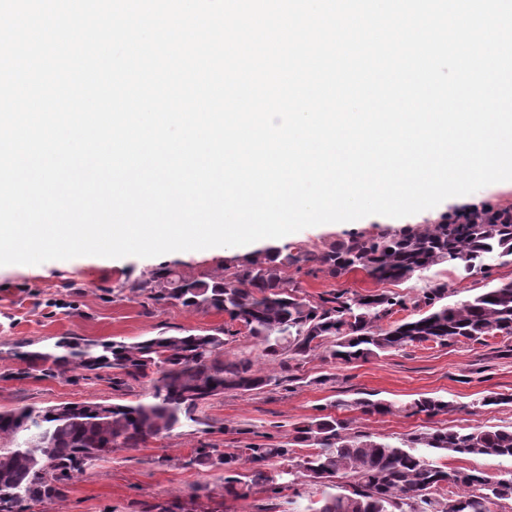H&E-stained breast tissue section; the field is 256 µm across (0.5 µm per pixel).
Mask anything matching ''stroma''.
<instances>
[{
  "label": "stroma",
  "instance_id": "obj_1",
  "mask_svg": "<svg viewBox=\"0 0 512 512\" xmlns=\"http://www.w3.org/2000/svg\"><path fill=\"white\" fill-rule=\"evenodd\" d=\"M512 204V181L494 183L465 196L451 197L437 209L391 218L371 215L353 223H328L286 237L295 248L324 251L349 234H377L408 224H432L453 209L470 204ZM250 246L221 251H178L141 258L82 256L38 265L0 266V410L25 406L46 407L65 402L96 400L129 403L139 400L148 384L115 388L110 380H85L69 372L45 377L26 372L16 356L19 342L42 350L66 337L143 340L158 333L223 327L226 318L216 311L189 310L178 304H158L136 286L152 270L170 266L184 276L219 277L235 257ZM485 272L465 275L461 263L434 266L429 272L400 282L377 283L361 272L333 278L325 273L300 278L301 291L310 298L347 288L365 294L378 289L415 299L425 288L448 284L453 300L467 298L502 281L512 280V262L489 255ZM273 375L291 374L288 388L268 387L259 393L228 392L204 410L205 425H185L170 436L143 448L122 449L98 460L69 485L62 501L37 507L36 512H188L194 506L210 512H288L287 497L268 500L254 494L244 500L224 495V473L208 468H186L181 461L203 443L230 449L241 442L287 441L293 427L339 400L374 396L398 404L422 395L453 401L455 412L425 421L420 416L354 415L357 429L389 441L405 437L425 424L438 428L466 425L512 426V403L482 407L488 392L512 394V337L490 336L482 343L409 346L348 366L315 355L283 369L270 366Z\"/></svg>",
  "mask_w": 512,
  "mask_h": 512
}]
</instances>
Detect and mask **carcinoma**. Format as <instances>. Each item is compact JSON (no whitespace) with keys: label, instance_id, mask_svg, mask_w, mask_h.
Returning a JSON list of instances; mask_svg holds the SVG:
<instances>
[{"label":"carcinoma","instance_id":"obj_1","mask_svg":"<svg viewBox=\"0 0 512 512\" xmlns=\"http://www.w3.org/2000/svg\"><path fill=\"white\" fill-rule=\"evenodd\" d=\"M492 253L512 257V222L482 218L407 225L374 236L353 233L321 252L273 246L235 260L224 276L209 280L157 269L139 286L154 302L222 312L240 328L161 332L136 342L64 338L51 351L19 352L29 372L54 377L79 371L87 379L110 374L115 387L147 379L150 389L145 400L128 404L89 400L1 410L0 512H13L19 500L32 507L59 500L76 476L112 451L141 448L184 424H203V408L217 396L289 381L264 371L262 360L286 357L299 365L323 352L350 365L428 342L448 346L512 336V280L454 304L441 303L448 284L438 283L418 300V317L393 321L407 307L402 296L337 289L312 301L284 268L304 265L336 278L361 270L377 282L400 281L450 261L462 262L471 275ZM242 332L261 346V359H224L225 347ZM336 408L430 421L455 405L442 397L402 405L357 398ZM298 446L309 452L297 454ZM450 452L512 459V427H426L390 442L353 428L349 418L321 412L294 427L284 443L249 442L230 451L202 444L183 465L224 470V494L235 499L254 492L276 496L300 483L315 487L307 496L294 491L293 512H508L512 471L492 476L475 467L450 468L442 462ZM275 459L287 462L282 474L288 482L268 471Z\"/></svg>","mask_w":512,"mask_h":512}]
</instances>
